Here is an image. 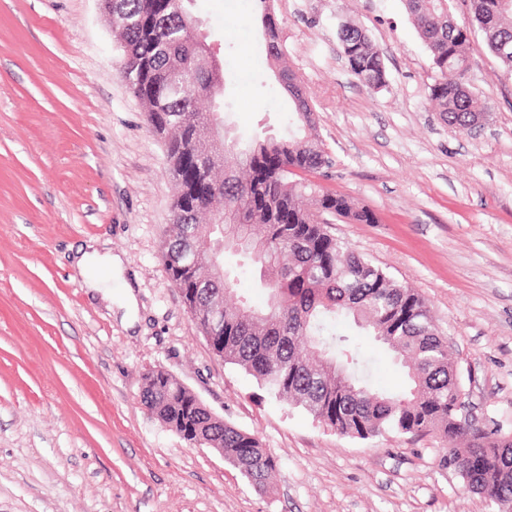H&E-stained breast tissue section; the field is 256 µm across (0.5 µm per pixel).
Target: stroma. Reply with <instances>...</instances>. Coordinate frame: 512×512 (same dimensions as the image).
Returning <instances> with one entry per match:
<instances>
[{
	"instance_id": "1",
	"label": "stroma",
	"mask_w": 512,
	"mask_h": 512,
	"mask_svg": "<svg viewBox=\"0 0 512 512\" xmlns=\"http://www.w3.org/2000/svg\"><path fill=\"white\" fill-rule=\"evenodd\" d=\"M273 60L257 0H196L224 63V125L287 134L303 87L332 160L324 187L374 224L330 231L425 300L480 420L512 434V75L474 36L469 89L489 103L469 133L428 100V49L401 0H271ZM361 27L388 74L360 86L336 20ZM100 0H0V512H497L441 467L438 434H336L258 389L210 350L161 255L176 195L163 143L120 75ZM106 241L137 300L125 326L74 276ZM168 372L279 465L259 490L140 403Z\"/></svg>"
}]
</instances>
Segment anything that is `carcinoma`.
Returning a JSON list of instances; mask_svg holds the SVG:
<instances>
[{"mask_svg": "<svg viewBox=\"0 0 512 512\" xmlns=\"http://www.w3.org/2000/svg\"><path fill=\"white\" fill-rule=\"evenodd\" d=\"M429 50L434 76L428 97L440 120L459 132L477 127L489 111L468 88L469 47L480 33L506 73H512V0H467L471 16L457 20L453 0H403ZM135 20L120 28V74L146 108V122L164 141L178 186L163 250L170 278L195 307L199 331L214 305L224 308V363L250 375L270 396L294 405L339 435L370 440L388 430L412 436L436 433L446 442L440 465L485 501L512 503V437L462 419L463 384L448 343L415 289L394 281L327 230L325 216L375 224L366 205L309 179L324 177L332 161L315 134L310 108L289 94L294 130L255 137L233 167H224L223 225L218 211L197 200L189 156L214 105L206 89L215 66H196L202 49L187 38L190 0H112ZM350 72L378 92L387 85L382 54L366 32L337 20ZM259 271L262 306L238 297L226 259ZM217 260L222 277L213 279ZM351 318L364 335L391 351L406 370L404 391L386 394L370 381L368 360L333 325ZM141 404L191 445L205 439L224 460L264 489L278 461L260 440L210 413L197 396L163 370L144 375Z\"/></svg>", "mask_w": 512, "mask_h": 512, "instance_id": "1", "label": "carcinoma"}]
</instances>
